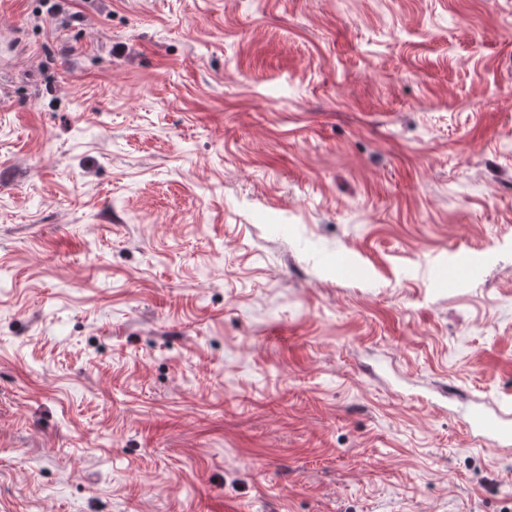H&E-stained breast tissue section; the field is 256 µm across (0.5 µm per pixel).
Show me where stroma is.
<instances>
[{
	"label": "stroma",
	"instance_id": "stroma-1",
	"mask_svg": "<svg viewBox=\"0 0 512 512\" xmlns=\"http://www.w3.org/2000/svg\"><path fill=\"white\" fill-rule=\"evenodd\" d=\"M476 406L512 0H0V512H512Z\"/></svg>",
	"mask_w": 512,
	"mask_h": 512
}]
</instances>
